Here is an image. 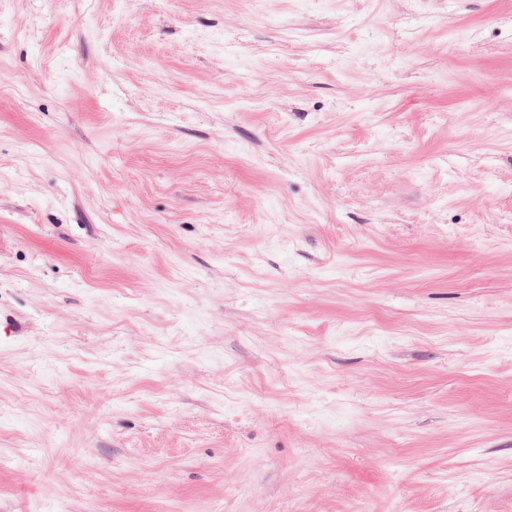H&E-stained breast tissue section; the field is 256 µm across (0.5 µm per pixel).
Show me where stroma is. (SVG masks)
Instances as JSON below:
<instances>
[{"instance_id": "obj_1", "label": "stroma", "mask_w": 512, "mask_h": 512, "mask_svg": "<svg viewBox=\"0 0 512 512\" xmlns=\"http://www.w3.org/2000/svg\"><path fill=\"white\" fill-rule=\"evenodd\" d=\"M512 512V0H0V512Z\"/></svg>"}]
</instances>
